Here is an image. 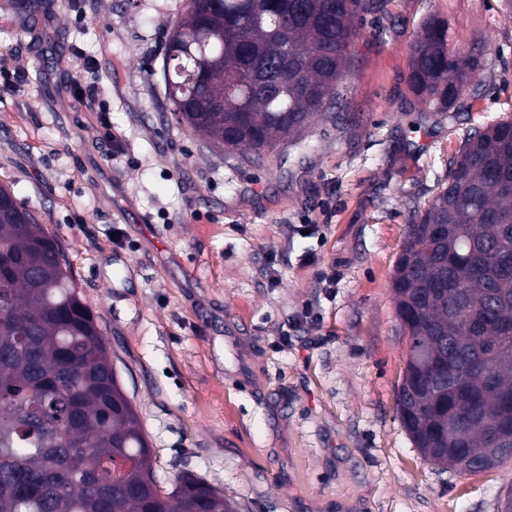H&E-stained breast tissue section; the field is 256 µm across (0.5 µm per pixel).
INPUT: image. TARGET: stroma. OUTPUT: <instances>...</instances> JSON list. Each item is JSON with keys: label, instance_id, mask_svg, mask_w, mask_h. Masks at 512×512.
I'll use <instances>...</instances> for the list:
<instances>
[{"label": "stroma", "instance_id": "35a3bbf8", "mask_svg": "<svg viewBox=\"0 0 512 512\" xmlns=\"http://www.w3.org/2000/svg\"><path fill=\"white\" fill-rule=\"evenodd\" d=\"M183 5L0 0V184L61 244L160 489L188 472L240 512H497L512 464L442 471L396 414L391 281L467 132L512 117V0H388L337 103L254 164L169 110L159 69ZM434 17L450 48L483 54L470 111L410 90Z\"/></svg>", "mask_w": 512, "mask_h": 512}]
</instances>
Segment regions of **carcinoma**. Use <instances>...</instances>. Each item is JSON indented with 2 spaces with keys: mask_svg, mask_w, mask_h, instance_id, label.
<instances>
[{
  "mask_svg": "<svg viewBox=\"0 0 512 512\" xmlns=\"http://www.w3.org/2000/svg\"><path fill=\"white\" fill-rule=\"evenodd\" d=\"M381 0H186L161 77L178 122L229 156L297 142L335 99ZM482 61L424 24L412 91L449 112ZM0 512H237L183 474L162 494L139 417L54 237L0 185ZM408 350L403 428L430 463L512 460V119L469 132L448 184L410 217L392 279Z\"/></svg>",
  "mask_w": 512,
  "mask_h": 512,
  "instance_id": "cac0c4a2",
  "label": "carcinoma"
}]
</instances>
